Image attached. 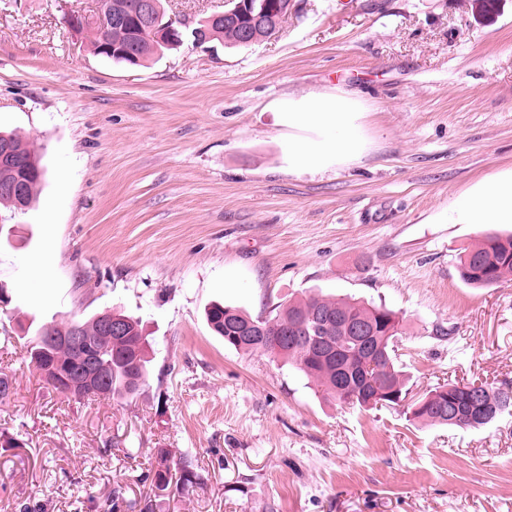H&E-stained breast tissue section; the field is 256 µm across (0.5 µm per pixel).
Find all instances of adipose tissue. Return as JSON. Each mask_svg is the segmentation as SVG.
Masks as SVG:
<instances>
[{
	"label": "adipose tissue",
	"instance_id": "adipose-tissue-1",
	"mask_svg": "<svg viewBox=\"0 0 512 512\" xmlns=\"http://www.w3.org/2000/svg\"><path fill=\"white\" fill-rule=\"evenodd\" d=\"M268 108L288 130V161L297 172L346 165L367 150L362 118L370 103L360 94L311 92L274 100ZM447 218L452 224H512V170L457 195Z\"/></svg>",
	"mask_w": 512,
	"mask_h": 512
}]
</instances>
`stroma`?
Listing matches in <instances>:
<instances>
[{
    "label": "stroma",
    "mask_w": 512,
    "mask_h": 512,
    "mask_svg": "<svg viewBox=\"0 0 512 512\" xmlns=\"http://www.w3.org/2000/svg\"><path fill=\"white\" fill-rule=\"evenodd\" d=\"M269 37L185 41L132 66L62 22L98 0H0V130L33 143L44 180L0 208V512L141 507L157 449L200 480L159 512H512V415L479 430L402 409L353 410L283 359L225 347L205 319L309 295L386 305L411 396L456 380L512 383V279L473 288L458 256L493 232L450 202L512 169V0H297ZM340 88L368 95L371 147L289 172L267 105ZM118 309L149 336L138 395L55 391L25 343L46 323Z\"/></svg>",
    "instance_id": "1"
}]
</instances>
